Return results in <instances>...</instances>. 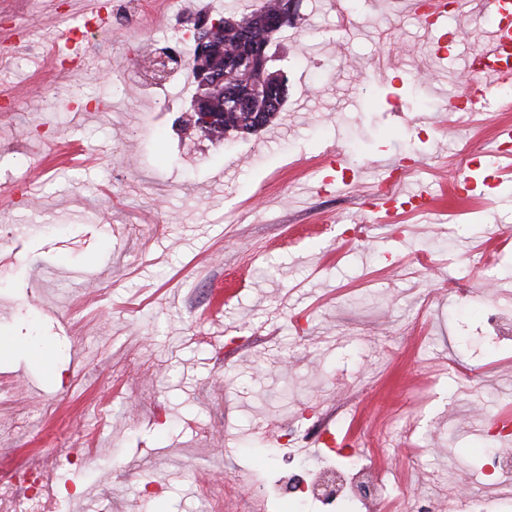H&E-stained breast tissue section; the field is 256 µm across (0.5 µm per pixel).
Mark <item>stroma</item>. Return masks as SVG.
<instances>
[{
    "mask_svg": "<svg viewBox=\"0 0 512 512\" xmlns=\"http://www.w3.org/2000/svg\"><path fill=\"white\" fill-rule=\"evenodd\" d=\"M96 7L0 0V43L17 18L35 42L0 65V467L53 473L39 512H224L230 479L258 512H316L271 493L285 453L327 452L285 433L330 410L339 445L403 413L410 449L369 450L394 512L454 496L512 512V477L481 476L512 452L487 431L512 404V341L483 318L512 317V168L450 195L512 124L499 87L458 117L441 32L401 0H298L283 112L215 142L179 128L188 98L163 110L133 81L178 16H111L67 79L43 63L49 33ZM448 26L458 58L482 41L469 0ZM407 157L405 186L435 207L379 221L378 166Z\"/></svg>",
    "mask_w": 512,
    "mask_h": 512,
    "instance_id": "obj_1",
    "label": "stroma"
}]
</instances>
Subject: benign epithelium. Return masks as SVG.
Masks as SVG:
<instances>
[{"label": "benign epithelium", "instance_id": "obj_1", "mask_svg": "<svg viewBox=\"0 0 512 512\" xmlns=\"http://www.w3.org/2000/svg\"><path fill=\"white\" fill-rule=\"evenodd\" d=\"M296 0H281L278 12L259 23L263 36L252 37L254 26L230 22L239 33L238 46L227 49L224 62L213 65L198 79L199 85L189 111L198 119L197 125L211 128L224 121V112L245 113L249 127L256 132L266 125L268 112L282 110L287 98L284 72L277 68L278 52L275 37L295 18ZM198 53L205 58L211 53L216 35L224 33V20L200 17L195 22ZM224 92V111L211 112V96Z\"/></svg>", "mask_w": 512, "mask_h": 512}]
</instances>
